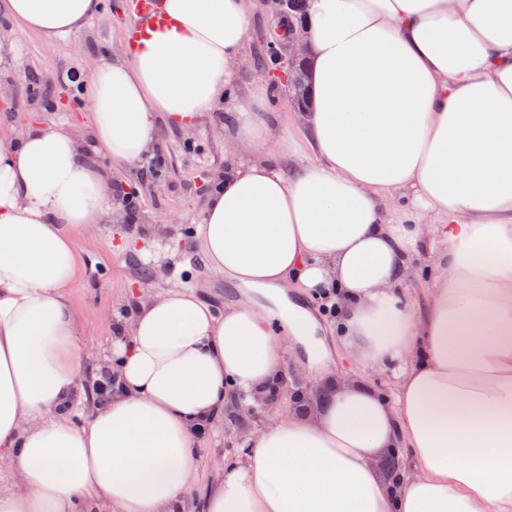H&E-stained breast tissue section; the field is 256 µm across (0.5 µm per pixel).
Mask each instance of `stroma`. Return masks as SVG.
Listing matches in <instances>:
<instances>
[{"label":"stroma","mask_w":512,"mask_h":512,"mask_svg":"<svg viewBox=\"0 0 512 512\" xmlns=\"http://www.w3.org/2000/svg\"><path fill=\"white\" fill-rule=\"evenodd\" d=\"M103 3L101 14L80 34L48 42L27 33L16 38L8 55L0 57V79L6 89L0 100L1 136L36 121L75 127L84 142H91L90 115L78 109L77 82L97 64L122 55L131 27L145 17L138 0ZM273 16V10L264 5L252 18L249 53L238 78L240 91H248L258 80L254 61L270 60ZM268 118L274 132L264 146L266 153L289 169L312 160L304 124L299 113L292 111L285 87L272 89ZM226 124L227 114L221 110L189 131L161 122L153 155L112 176L113 183L122 185L135 202L132 214L119 224L74 229L78 272L69 297L84 327L85 383H92L104 362L116 314L139 287L191 288L218 310L239 299V290L205 264L192 233L212 177L224 168L229 148L224 139ZM235 434L234 423L228 422L217 435L201 440L189 512H198L215 484L225 456L233 452Z\"/></svg>","instance_id":"stroma-1"}]
</instances>
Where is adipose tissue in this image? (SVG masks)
Masks as SVG:
<instances>
[{
    "label": "adipose tissue",
    "mask_w": 512,
    "mask_h": 512,
    "mask_svg": "<svg viewBox=\"0 0 512 512\" xmlns=\"http://www.w3.org/2000/svg\"><path fill=\"white\" fill-rule=\"evenodd\" d=\"M100 7L0 0L49 41ZM256 9L159 0L147 37L80 83L93 149L68 127L0 139V512H179L200 439L294 350L311 411L253 434L202 512H512V0H308L314 158L290 173L261 151L266 86L236 81ZM219 109L232 149L195 234L241 297L220 313L188 288L130 295L112 387L86 407L72 231L121 221L112 172L155 150L160 118L190 130ZM427 244L420 318L404 288ZM291 283L334 290L338 344L393 393L331 375Z\"/></svg>",
    "instance_id": "ef3b65f1"
}]
</instances>
